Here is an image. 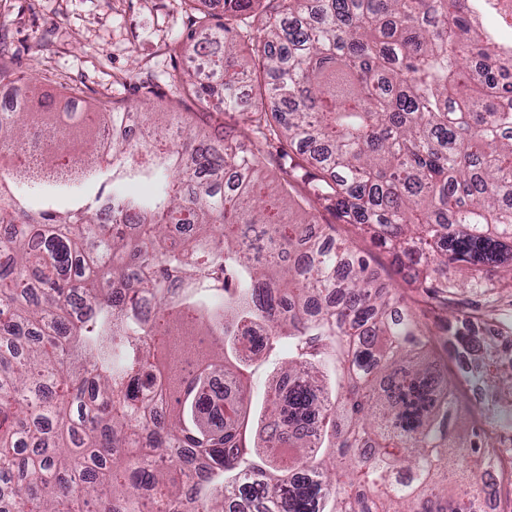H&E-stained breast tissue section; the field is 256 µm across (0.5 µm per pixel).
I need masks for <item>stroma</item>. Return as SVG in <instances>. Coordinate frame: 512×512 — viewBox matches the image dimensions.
I'll return each mask as SVG.
<instances>
[{"label":"stroma","instance_id":"stroma-1","mask_svg":"<svg viewBox=\"0 0 512 512\" xmlns=\"http://www.w3.org/2000/svg\"><path fill=\"white\" fill-rule=\"evenodd\" d=\"M221 0H0V62L16 83L58 102L79 90L84 108L151 112L198 111L194 97L176 96L173 79L189 67L181 51L194 17L221 16ZM154 95L144 98L143 83ZM318 224L370 251L382 282L398 279L391 258L371 250L367 237L318 208Z\"/></svg>","mask_w":512,"mask_h":512}]
</instances>
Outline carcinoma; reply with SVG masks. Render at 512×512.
<instances>
[{"label": "carcinoma", "instance_id": "obj_1", "mask_svg": "<svg viewBox=\"0 0 512 512\" xmlns=\"http://www.w3.org/2000/svg\"><path fill=\"white\" fill-rule=\"evenodd\" d=\"M181 90L242 112L252 148L180 112L0 113V512H480L512 485V48L465 0H224ZM252 43L241 57L235 37ZM259 69L266 99L244 108ZM103 158L63 166L82 148ZM284 161L262 198V146ZM392 256L377 283L316 226L299 172ZM13 178L72 208L30 213ZM147 181L148 195L125 191ZM99 184L93 203L87 186ZM282 205L309 216L284 224ZM468 292L474 299H460ZM442 309L443 340L424 310ZM264 332L263 352L242 338ZM484 387L452 425L448 361ZM270 379L252 401L248 382ZM224 375L232 389L214 380ZM285 466L280 448H308Z\"/></svg>", "mask_w": 512, "mask_h": 512}]
</instances>
